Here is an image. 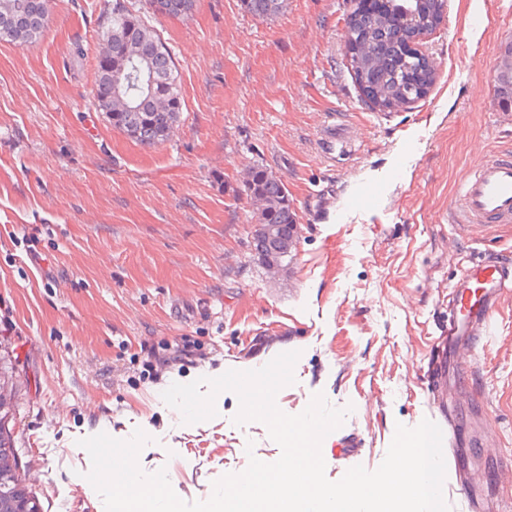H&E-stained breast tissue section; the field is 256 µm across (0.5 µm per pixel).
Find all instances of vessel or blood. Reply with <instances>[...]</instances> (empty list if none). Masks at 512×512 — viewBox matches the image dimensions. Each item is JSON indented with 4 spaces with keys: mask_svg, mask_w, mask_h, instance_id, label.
Here are the masks:
<instances>
[{
    "mask_svg": "<svg viewBox=\"0 0 512 512\" xmlns=\"http://www.w3.org/2000/svg\"><path fill=\"white\" fill-rule=\"evenodd\" d=\"M459 223L477 234L495 226L512 224V152L483 161L463 179L450 204ZM512 293V257L492 253L470 262L448 293V326L435 338L430 360L433 396L448 384L465 387L471 358L491 328L501 298ZM448 436L444 458L450 466L451 487L467 504V512H480V490L495 501L503 494L497 486L484 485L478 469L457 437L453 418L442 427Z\"/></svg>",
    "mask_w": 512,
    "mask_h": 512,
    "instance_id": "1",
    "label": "vessel or blood"
}]
</instances>
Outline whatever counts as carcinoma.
Here are the masks:
<instances>
[{"label": "carcinoma", "instance_id": "obj_1", "mask_svg": "<svg viewBox=\"0 0 512 512\" xmlns=\"http://www.w3.org/2000/svg\"><path fill=\"white\" fill-rule=\"evenodd\" d=\"M49 0H0V37L22 46L35 41L49 19ZM242 8L257 17L281 14L288 0H240ZM197 0H149L154 16L188 17ZM130 0H112L109 24L103 33L96 63L95 103L112 127L143 145L165 142L179 122L184 101L175 74L171 50L146 15L133 11ZM351 45L348 61L355 83L372 100L398 97L410 80L430 89L433 68L423 58H403L401 47L411 26L393 19L381 25L369 8L350 11ZM502 103L512 106V74L498 76ZM244 192L255 209L256 223L276 224L284 236L295 232L297 216L283 181L263 165H253L244 181ZM16 414L14 398L0 402V448L10 450L7 459L15 470L0 480V501L26 504L32 512L43 505L24 481L18 467L15 438L10 423Z\"/></svg>", "mask_w": 512, "mask_h": 512}]
</instances>
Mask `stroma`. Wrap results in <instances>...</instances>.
<instances>
[{"mask_svg": "<svg viewBox=\"0 0 512 512\" xmlns=\"http://www.w3.org/2000/svg\"><path fill=\"white\" fill-rule=\"evenodd\" d=\"M447 2L424 40L433 86L389 112L348 69L349 0H288L269 19L240 0H198L189 17H157L185 106L154 147L95 106L105 0H51L37 40L0 39V352L19 382L20 470L38 468L45 512H105L79 445L102 432L143 430L141 469H165L187 502L207 500L250 458L277 461L265 424H234V392L192 425L162 394L292 349L280 410L299 414L321 393L348 411L322 442L329 480L345 473V441L359 448L351 465L372 471L397 425L440 421L442 408L408 380L426 368L462 267L512 251V224L476 237L449 213L478 158L512 150L496 82L512 0ZM256 164L282 179L301 226L275 273L250 246L255 214L241 189ZM183 345L193 357L158 366ZM471 383L452 404L461 421L482 410L495 421L498 439L475 455L509 489L502 510L512 512V468L496 465L512 453V295Z\"/></svg>", "mask_w": 512, "mask_h": 512, "instance_id": "35a3bbf8", "label": "stroma"}]
</instances>
